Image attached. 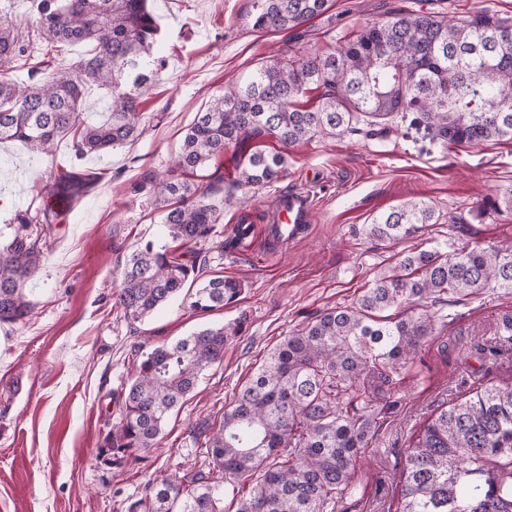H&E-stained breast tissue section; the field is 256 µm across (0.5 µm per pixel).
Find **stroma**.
Listing matches in <instances>:
<instances>
[{
  "label": "stroma",
  "mask_w": 512,
  "mask_h": 512,
  "mask_svg": "<svg viewBox=\"0 0 512 512\" xmlns=\"http://www.w3.org/2000/svg\"><path fill=\"white\" fill-rule=\"evenodd\" d=\"M412 2L329 0L325 14L300 28L268 32L253 26V0H148L165 68L142 98L138 139L103 155L79 156L66 138L52 155L33 158L0 144V243L35 237L44 255L40 273L26 285L31 314L0 324V512H126L149 479L208 469L206 444L191 438V427L217 416L288 332L323 310L354 303L402 254L447 239L512 243V212L477 211L479 202L512 189V141L444 147L406 120L387 133L288 147L268 137L257 146L284 152L287 175L256 188L248 206H225L218 240L247 224L249 248L209 251V274L241 282L238 301L198 313L184 293L137 323L116 303L125 257L146 241L166 240L151 179L168 169L210 98L271 56L330 52L384 20L387 8ZM69 171L91 181L70 207L50 213L49 232L21 223L20 215H35L54 180ZM293 188L313 195L311 229L269 254L264 227L279 195ZM411 197L433 206L435 223L398 243L363 235L375 215ZM444 311L433 337L400 374L393 397L378 403L377 431L336 512H395L399 473L419 424L476 390L512 382V345L494 360L481 353L497 343V323L512 311V293L484 290ZM239 317L240 336L172 412L157 443L121 467L103 462L137 348L171 344Z\"/></svg>",
  "instance_id": "35a3bbf8"
}]
</instances>
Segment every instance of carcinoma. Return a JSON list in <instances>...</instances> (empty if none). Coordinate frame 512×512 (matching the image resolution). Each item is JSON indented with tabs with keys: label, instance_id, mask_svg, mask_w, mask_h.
I'll return each mask as SVG.
<instances>
[{
	"label": "carcinoma",
	"instance_id": "obj_1",
	"mask_svg": "<svg viewBox=\"0 0 512 512\" xmlns=\"http://www.w3.org/2000/svg\"><path fill=\"white\" fill-rule=\"evenodd\" d=\"M329 0H254L253 26L282 32L323 14ZM0 0V142L24 154H48L73 136L81 154L108 152L143 133L141 99L164 67L158 25L147 0H28L32 31L8 19ZM44 55L86 45L71 67L31 61L33 39ZM27 68L28 82L10 73ZM105 97L101 121L82 119L87 94ZM319 90V104L299 100ZM411 123L431 142L512 140V18L487 9L465 15L398 9L326 55L276 58L224 88L184 135L172 172L154 181L155 208L171 244L148 241L124 259L118 302L132 322L144 320L200 282L189 307L209 312L238 301L239 281L214 276L203 246L216 235L224 206L248 202L258 186L283 177L286 160L244 151L227 195L185 179L198 176L229 145L274 137L291 146L323 136L384 133ZM81 185L70 172L59 193ZM423 200H407L373 217L364 234L397 242L433 223ZM42 265L36 242L14 237L0 247V323L24 318L23 285ZM486 289L512 292V244L410 252L379 273L352 306L319 313L283 337L226 406L219 424H196L212 460L207 471L149 480L127 512H334L352 485L361 450L374 436L372 403L432 335L436 307ZM242 321L204 327L136 360L106 451L118 465L151 448L169 414L203 372L224 358ZM241 496L224 506V487ZM396 512H512V383L490 385L425 419L413 433L398 487Z\"/></svg>",
	"mask_w": 512,
	"mask_h": 512
}]
</instances>
